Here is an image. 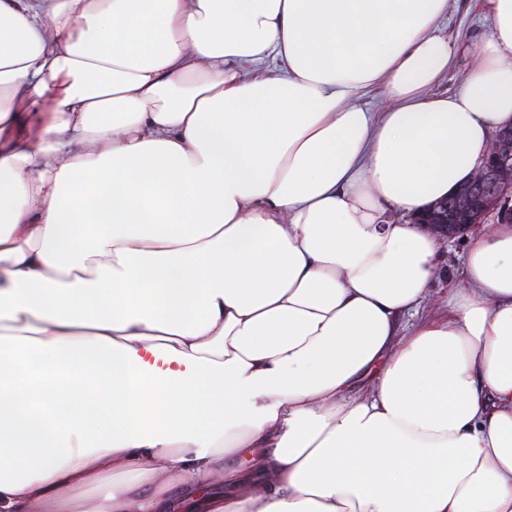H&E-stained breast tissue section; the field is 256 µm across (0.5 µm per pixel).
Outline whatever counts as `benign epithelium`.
Wrapping results in <instances>:
<instances>
[{
  "mask_svg": "<svg viewBox=\"0 0 512 512\" xmlns=\"http://www.w3.org/2000/svg\"><path fill=\"white\" fill-rule=\"evenodd\" d=\"M448 202L437 203L419 218L436 235L452 239L460 229L482 224L488 214L512 221V128L496 134L489 155L476 175Z\"/></svg>",
  "mask_w": 512,
  "mask_h": 512,
  "instance_id": "benign-epithelium-1",
  "label": "benign epithelium"
}]
</instances>
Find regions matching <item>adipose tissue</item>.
Segmentation results:
<instances>
[{
	"label": "adipose tissue",
	"instance_id": "ef3b65f1",
	"mask_svg": "<svg viewBox=\"0 0 512 512\" xmlns=\"http://www.w3.org/2000/svg\"><path fill=\"white\" fill-rule=\"evenodd\" d=\"M475 8L442 92L448 0H0V512H512V222L435 297L412 221L512 125ZM471 2L469 0L448 1L449 28L454 35L460 36L459 51L454 68L439 87L441 90L454 88L457 85L460 76L475 63L477 49L482 41L490 36V23L478 19L475 11L470 9Z\"/></svg>",
	"mask_w": 512,
	"mask_h": 512
}]
</instances>
